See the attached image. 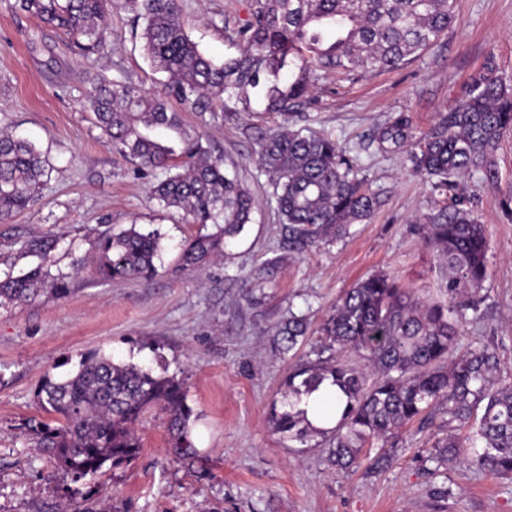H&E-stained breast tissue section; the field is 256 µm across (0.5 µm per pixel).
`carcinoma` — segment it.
<instances>
[{"label": "carcinoma", "mask_w": 512, "mask_h": 512, "mask_svg": "<svg viewBox=\"0 0 512 512\" xmlns=\"http://www.w3.org/2000/svg\"><path fill=\"white\" fill-rule=\"evenodd\" d=\"M19 9L64 30L83 67L108 37L107 0H18ZM139 30L144 56L167 74L151 93L104 74L89 76L85 106L105 139L136 161L145 174H162L152 186L160 208L183 212L188 224H220L215 235L198 236L181 251L178 271H191L223 253L252 220L254 199L224 159L203 145L197 128L171 109L176 102L200 120L218 112L250 111L252 102L287 121L322 75L349 80L395 70L437 42L453 23L457 0H254L251 19L239 30L237 54L217 64L184 29L178 0H120ZM512 133V84L488 72L474 78L466 96L428 131L416 133L395 113L380 124L374 141L406 147L413 170L439 191L472 169L496 184L494 154ZM255 146L260 172L273 185L288 250L302 253L343 237L350 225L370 218L381 193L367 186L357 157L330 133L308 127L261 130L240 127ZM49 159L28 140L0 134V223L30 205ZM424 245L440 261L438 296L426 299L389 274L358 281L336 302L320 333L324 347L349 350L365 361L301 359L288 371L273 402L272 430L305 443L328 438V461L344 470L359 467L365 448L385 443L402 427L423 424L433 412L447 416L448 434L436 440L428 461L433 471L463 464L495 475H512V382L501 377L494 349L476 346L456 354L459 325L479 311L477 294L486 277L488 238L463 201L435 208L419 219ZM159 232L132 224L99 238L98 272L104 279L149 278L157 273ZM22 247L41 257L34 267L0 280V302L25 305L44 293L68 292L65 276L51 272L53 241L33 239ZM306 319L293 313L276 327L278 354H295L308 336ZM329 379L342 394L339 420L311 428L293 399ZM54 424H28L35 447L54 457L78 482L109 464L117 469L141 452L135 427L154 409L167 418L172 453L196 456L191 440L193 409L183 380L155 375L133 362L93 354L63 380L44 378L38 391ZM469 427L462 443L455 427Z\"/></svg>", "instance_id": "obj_1"}]
</instances>
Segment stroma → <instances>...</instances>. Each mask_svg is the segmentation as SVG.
<instances>
[{
  "mask_svg": "<svg viewBox=\"0 0 512 512\" xmlns=\"http://www.w3.org/2000/svg\"><path fill=\"white\" fill-rule=\"evenodd\" d=\"M187 33L215 61L236 54V33L251 18L253 0H180ZM108 45L95 70L153 91L163 76L144 58L129 16H107ZM492 72L512 84V0H458L456 18L441 40L400 69L320 80L304 110L306 122L331 132L358 153L383 204L347 234L297 255L289 252L266 175L244 123L277 126L269 112L217 114L204 143L223 156L250 188L257 208L223 257L177 270L186 242L215 233L212 224H187L152 200L146 180L105 142L83 100L84 70L72 63L64 34L0 0V131L28 138L53 165L34 203L0 223V275L34 267L20 241L53 239V274L69 293L0 306V512H512V479L452 465L430 475L423 463L441 419L412 424L391 439V464L370 459L352 471L329 466L328 444L282 439L268 414L292 364L272 348V334L288 313L306 316L310 334L301 354L320 344L319 328L338 299L378 271L435 294L438 261L422 243L418 222L444 195L416 174L404 149L380 151L375 127L405 113L417 131L433 125L468 92L474 77ZM497 184L473 170L458 179L479 223L488 231L487 273L478 316L459 328L458 351L493 346L501 375L512 382V218L500 202L512 194V134L496 153ZM161 234L158 272L148 279L105 280L98 274L102 232L130 225ZM149 367L186 383L194 412L193 462L169 452L165 416L146 413L137 426L139 457L80 482L35 448L26 424L46 419L38 402L44 378L74 374L85 355Z\"/></svg>",
  "mask_w": 512,
  "mask_h": 512,
  "instance_id": "1",
  "label": "stroma"
}]
</instances>
